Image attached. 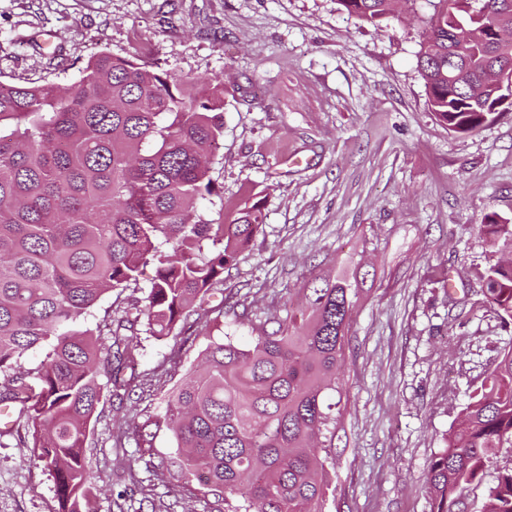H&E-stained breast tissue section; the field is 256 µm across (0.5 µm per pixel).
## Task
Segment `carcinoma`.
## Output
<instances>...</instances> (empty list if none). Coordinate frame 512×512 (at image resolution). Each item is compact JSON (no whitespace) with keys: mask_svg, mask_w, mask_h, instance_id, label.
Segmentation results:
<instances>
[{"mask_svg":"<svg viewBox=\"0 0 512 512\" xmlns=\"http://www.w3.org/2000/svg\"><path fill=\"white\" fill-rule=\"evenodd\" d=\"M399 0H337L370 24ZM417 67L428 108L448 130L486 123L496 69L512 57V0H426ZM224 133V80L187 84L135 56L100 52L64 88L0 82V407L15 437L53 478L56 512H89V425L105 389L130 394L129 339L140 328L174 335L194 302L224 293V270L263 224L261 203L230 224L200 214L215 191L213 150ZM492 245L512 246V221L483 224ZM155 276L144 304L95 328L76 322L101 297ZM482 291L512 320V264H491ZM301 308L266 320L252 343L210 341L163 413L136 427L140 447L171 433L172 486L213 497L210 512H325L328 448L344 382L350 317L363 289L342 272L315 277ZM40 347L44 359L21 366ZM27 437H22L20 430ZM512 447V347L471 396L431 462L433 512H456L461 489ZM488 512H512V470L489 490Z\"/></svg>","mask_w":512,"mask_h":512,"instance_id":"cac0c4a2","label":"carcinoma"}]
</instances>
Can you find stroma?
I'll return each mask as SVG.
<instances>
[{
  "label": "stroma",
  "mask_w": 512,
  "mask_h": 512,
  "mask_svg": "<svg viewBox=\"0 0 512 512\" xmlns=\"http://www.w3.org/2000/svg\"><path fill=\"white\" fill-rule=\"evenodd\" d=\"M426 0L366 23L336 0H0V81L70 86L96 53L159 62L190 82L224 78L215 194L199 212L232 221L261 202L265 222L224 273L233 311L191 317L180 335L131 343L129 398L104 397L88 434L90 512H208L169 483L168 431L137 447L209 340L249 344L286 316L305 281L363 279L351 315L326 512H431L427 474L470 395L512 346L482 293L497 255L482 224L512 219V111L471 134L428 109L417 68ZM31 448L0 446V512H55ZM512 469L499 449L460 512H485Z\"/></svg>",
  "instance_id": "stroma-1"
}]
</instances>
